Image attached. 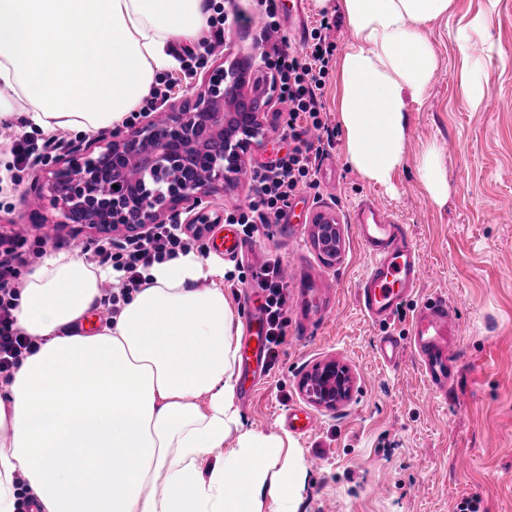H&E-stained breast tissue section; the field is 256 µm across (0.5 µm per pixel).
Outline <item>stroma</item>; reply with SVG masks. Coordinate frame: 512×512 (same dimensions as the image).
I'll list each match as a JSON object with an SVG mask.
<instances>
[{"instance_id":"35a3bbf8","label":"stroma","mask_w":512,"mask_h":512,"mask_svg":"<svg viewBox=\"0 0 512 512\" xmlns=\"http://www.w3.org/2000/svg\"><path fill=\"white\" fill-rule=\"evenodd\" d=\"M232 23L223 46L225 62L237 61L257 75L263 47L258 0H215ZM308 27L327 22L335 57L351 42L343 14L320 11L302 0ZM486 0H454L447 23L427 26L425 36L440 65L422 101L408 108L405 160L390 186L362 179L346 160L336 109L337 69L326 78L324 102L336 133L316 163V189L297 199L292 224L260 231L252 239L256 263L276 257L293 262L289 308L297 310L299 281L323 289L327 304L307 329L289 322L287 335L268 376L239 411L246 428L288 435L301 470L295 512H457L469 500L478 512H512V0H498L491 37L503 61L483 73L485 104L473 107L460 93L464 66L450 36L453 29L485 12ZM278 100L263 107L262 143L244 159L233 183L212 195V221L223 222L238 197L249 195V169L267 161L280 146L274 115ZM14 122L0 126V240L26 233L27 248L62 252L74 239L97 240L94 230L75 233L54 224L49 235L30 234L29 201L45 171L37 165L18 172L9 150L12 139L37 135L17 103ZM444 153L448 194L435 203L418 163L431 148ZM370 198L406 224L424 263L422 281L389 326L371 322L357 305L356 284L369 257L349 222V211ZM333 219L338 252L327 258L314 243V215ZM446 295L458 322L456 377L447 394L426 382L412 353L393 367L374 355L384 332L407 337L416 309ZM336 360L353 377L350 397L326 409L300 390L302 376L320 362ZM308 414L314 428L303 434L282 423L288 409Z\"/></svg>"}]
</instances>
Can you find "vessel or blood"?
Wrapping results in <instances>:
<instances>
[{
  "mask_svg": "<svg viewBox=\"0 0 512 512\" xmlns=\"http://www.w3.org/2000/svg\"><path fill=\"white\" fill-rule=\"evenodd\" d=\"M352 221L371 259L356 289L357 303L368 319L383 325L414 294L423 275L422 260L407 226L372 199L355 206ZM211 245L213 251L229 259L238 258L246 248L242 235L230 224L213 235ZM457 332L453 308L447 298L436 297L416 310L408 340L381 336L375 354L383 363L393 365L398 363L403 348H410L432 389L444 393L455 379L453 347ZM240 366L256 379L267 373L266 340L255 312L248 313L244 324Z\"/></svg>",
  "mask_w": 512,
  "mask_h": 512,
  "instance_id": "vessel-or-blood-1",
  "label": "vessel or blood"
}]
</instances>
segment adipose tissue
<instances>
[{
	"label": "adipose tissue",
	"mask_w": 512,
	"mask_h": 512,
	"mask_svg": "<svg viewBox=\"0 0 512 512\" xmlns=\"http://www.w3.org/2000/svg\"><path fill=\"white\" fill-rule=\"evenodd\" d=\"M337 5L353 31L337 81L346 157L386 186L408 106L439 65L423 29L453 0ZM207 17L206 0H0V125L21 100L46 130L121 122ZM489 25L484 14L453 34L459 89L476 106ZM115 277L51 253L19 290L16 325L38 349L0 384V512H17L23 489L40 512H294L287 440L245 428L236 406L241 323L223 266L192 252L154 264L116 318L87 329Z\"/></svg>",
	"instance_id": "ef3b65f1"
}]
</instances>
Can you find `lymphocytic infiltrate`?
<instances>
[{
	"label": "lymphocytic infiltrate",
	"instance_id": "lymphocytic-infiltrate-1",
	"mask_svg": "<svg viewBox=\"0 0 512 512\" xmlns=\"http://www.w3.org/2000/svg\"><path fill=\"white\" fill-rule=\"evenodd\" d=\"M332 52L331 42L321 29L315 28L299 47H291L283 39L261 55L262 65L270 70L272 83L279 89V99L288 105V117L279 135L280 141L287 143L288 151L285 156L254 169L249 205L227 212L226 223L237 225L244 238H253L261 228L280 223L293 200L315 186V162L321 148L309 134L331 133L323 117V88ZM209 230V225L203 224L189 234L180 223L169 222L152 225L145 234L118 246L105 238L84 247V254L111 263L113 270L120 273L116 282L103 289L102 306L109 314H118L121 301L138 290L144 271L153 264L191 251L206 253L205 234ZM22 260V255L12 249L0 255V378L4 380L36 348L33 339L17 328L13 315L18 288L10 275L14 265ZM280 266L279 259L271 258L261 266L242 268L238 275L240 283L259 290L268 354L272 357L276 356L288 325V286L281 277Z\"/></svg>",
	"mask_w": 512,
	"mask_h": 512
}]
</instances>
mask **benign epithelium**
I'll use <instances>...</instances> for the list:
<instances>
[{"label": "benign epithelium", "instance_id": "benign-epithelium-1", "mask_svg": "<svg viewBox=\"0 0 512 512\" xmlns=\"http://www.w3.org/2000/svg\"><path fill=\"white\" fill-rule=\"evenodd\" d=\"M242 82L239 70L218 62L205 72L199 91L163 113L162 120L150 118L114 133L103 145L93 141L71 148L52 161L37 187L40 207L55 211L58 224L124 239L164 222L168 213L184 211L191 214V224L209 223L210 189L238 175L245 154L262 142L260 99L236 109L227 103L229 90ZM130 166L145 173L133 185L124 178ZM104 180L118 186L108 197L98 192ZM314 240L322 254L336 257V225H316ZM352 386L347 369L334 361L316 364L300 382L311 402L329 409L347 399Z\"/></svg>", "mask_w": 512, "mask_h": 512}]
</instances>
